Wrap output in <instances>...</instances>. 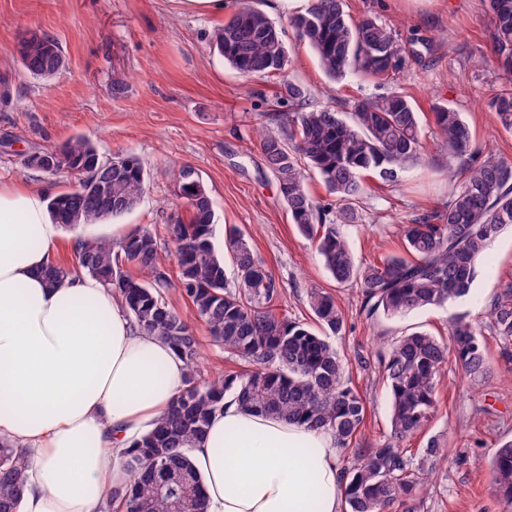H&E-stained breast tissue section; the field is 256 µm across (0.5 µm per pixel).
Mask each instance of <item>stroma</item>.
Returning a JSON list of instances; mask_svg holds the SVG:
<instances>
[{
  "label": "stroma",
  "instance_id": "1",
  "mask_svg": "<svg viewBox=\"0 0 512 512\" xmlns=\"http://www.w3.org/2000/svg\"><path fill=\"white\" fill-rule=\"evenodd\" d=\"M237 8L238 0L215 15L188 11L181 0H0V78L13 85L10 105L0 106V183L37 184L53 195L67 190L66 176L27 168L24 160L31 151L61 147L76 135L108 157L135 154L148 171L146 190L131 212L93 227V234L108 236L186 217L172 169L192 166L213 201L216 241H223L228 225L249 235L280 290V311L310 324L308 289L335 295L346 325L334 343L367 405L363 448L391 431L378 363L387 342L407 330L444 338L450 315H468L484 335L490 370L473 379L448 364L438 413L425 437L412 442L419 448L426 437L437 438L447 459L430 470L419 512H507L489 485L495 450L512 440V380L504 373L512 343L493 334L489 311L512 284V228L488 248L466 300L369 322L357 314L359 291L337 286L315 243L291 224L258 147L260 132H278V116L288 110L277 101L285 81L305 85L317 102L341 112L357 100L403 93L419 114L425 155L393 185L366 174L359 221L345 233L357 263L404 254L403 224L448 199V157L436 134L433 104H452L478 148L512 162V133L501 129L489 108L507 76L488 61L484 0H346L351 17L377 16L408 53L404 68L383 81L356 75L331 80L291 30L285 36V71L243 77L210 44L213 30ZM32 31L51 35L65 56L51 81L21 69L19 44Z\"/></svg>",
  "mask_w": 512,
  "mask_h": 512
}]
</instances>
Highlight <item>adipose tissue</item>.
<instances>
[{
  "label": "adipose tissue",
  "mask_w": 512,
  "mask_h": 512,
  "mask_svg": "<svg viewBox=\"0 0 512 512\" xmlns=\"http://www.w3.org/2000/svg\"><path fill=\"white\" fill-rule=\"evenodd\" d=\"M46 195L0 184V439L30 453L19 512H104L130 479L124 451L171 406L186 365L96 279L46 282L61 239ZM189 457L207 512L341 510L326 431L228 402Z\"/></svg>",
  "instance_id": "1"
}]
</instances>
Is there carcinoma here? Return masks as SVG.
<instances>
[{"label": "carcinoma", "mask_w": 512, "mask_h": 512, "mask_svg": "<svg viewBox=\"0 0 512 512\" xmlns=\"http://www.w3.org/2000/svg\"><path fill=\"white\" fill-rule=\"evenodd\" d=\"M491 14L493 61L512 75V0H486ZM301 41L317 53L325 72L381 78L403 69L406 59L392 30L377 17L354 20L344 0H310L289 19ZM214 49L244 75L283 72L288 65L284 30L266 12L241 0L238 11L212 35ZM23 72L44 81L63 68L60 46L40 33L19 44ZM291 118L278 134H260L267 168L276 177L292 223L316 249L338 285L361 290L359 314L400 318L413 311L469 295L479 261L496 238L512 226V163L474 148L469 125L455 108L433 106L435 124L448 156V173L466 171L448 193V201L403 225L406 254L390 255L361 266L348 248L343 226L358 216L365 192L363 176L375 173L396 183L406 165L424 151L418 113L403 95L362 99L338 112L313 102L302 85L283 84ZM505 131H512V84L490 102ZM62 159L69 189L48 202L64 229L95 224L132 211L143 197L148 173L132 155L103 157L82 135L58 149L42 151ZM112 163V209L86 194L92 169ZM322 179L336 204L316 201L307 189L306 169ZM177 196L186 199L188 220L177 218L164 232L143 227L118 245L82 239L74 265L53 262L44 274L49 284L85 274L98 279L124 304L140 332L164 338L186 364L184 387L169 410L125 451L129 484L107 493L106 512H207L201 480L186 448L207 432L224 400L311 428L323 429L336 446L348 450L364 429L363 396L345 379V363L333 338L345 316L333 295L322 288L307 294L319 330L277 312L278 291L262 259L235 226L225 231L224 246L213 240L214 211L208 189L193 167L174 170ZM237 271V288L228 286L225 257ZM177 285L195 317L208 329L210 344L244 365L237 372L208 375L201 368L202 341L167 300ZM494 333L512 341V289L490 311ZM471 378L488 371L486 345L463 317L452 319L448 339L414 331L398 336L380 357L383 382L391 397L390 438L374 448L354 449L351 466L342 468L348 512H414L423 490L424 463L444 461L431 437L423 448L409 447L438 411V387L449 359ZM27 452L0 442V512H17L27 481ZM491 492L512 506V441L491 460Z\"/></svg>", "instance_id": "obj_1"}]
</instances>
